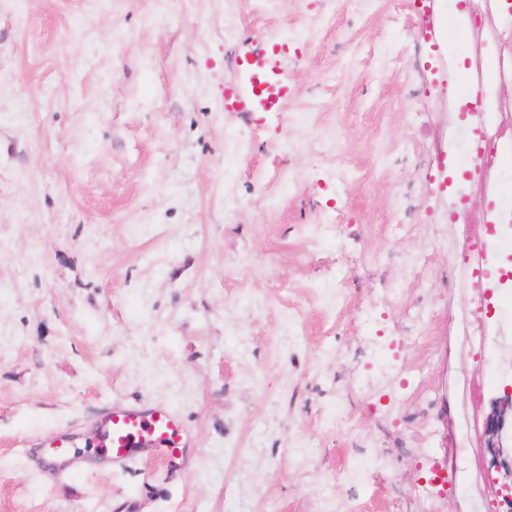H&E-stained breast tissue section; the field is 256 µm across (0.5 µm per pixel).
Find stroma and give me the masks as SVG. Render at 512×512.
<instances>
[{
    "label": "stroma",
    "mask_w": 512,
    "mask_h": 512,
    "mask_svg": "<svg viewBox=\"0 0 512 512\" xmlns=\"http://www.w3.org/2000/svg\"><path fill=\"white\" fill-rule=\"evenodd\" d=\"M491 52L512 0H0V512H485L512 277L480 350L457 261L512 265V162L448 170L512 150ZM269 58L279 110L225 107ZM159 405L181 451L89 450Z\"/></svg>",
    "instance_id": "35a3bbf8"
}]
</instances>
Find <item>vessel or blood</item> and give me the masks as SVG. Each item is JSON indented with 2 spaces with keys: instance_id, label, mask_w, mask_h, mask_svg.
I'll return each mask as SVG.
<instances>
[{
  "instance_id": "1",
  "label": "vessel or blood",
  "mask_w": 512,
  "mask_h": 512,
  "mask_svg": "<svg viewBox=\"0 0 512 512\" xmlns=\"http://www.w3.org/2000/svg\"><path fill=\"white\" fill-rule=\"evenodd\" d=\"M287 94V86L271 88L264 79L247 75L240 83L225 87L224 103L233 108L245 109L255 104L268 108ZM104 426L105 446L116 466L124 464L132 449L137 447L172 452L183 445L182 423L178 415L165 406L116 408L107 415Z\"/></svg>"
}]
</instances>
